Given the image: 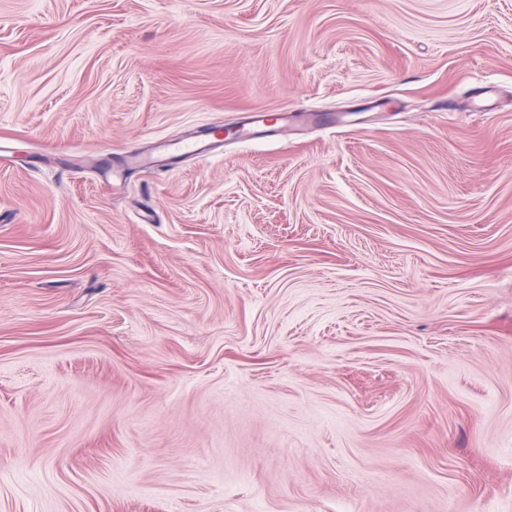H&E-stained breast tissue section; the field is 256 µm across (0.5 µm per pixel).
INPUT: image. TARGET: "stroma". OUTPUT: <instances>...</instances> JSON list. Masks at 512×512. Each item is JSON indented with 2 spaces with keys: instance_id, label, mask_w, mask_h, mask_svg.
Masks as SVG:
<instances>
[{
  "instance_id": "obj_1",
  "label": "stroma",
  "mask_w": 512,
  "mask_h": 512,
  "mask_svg": "<svg viewBox=\"0 0 512 512\" xmlns=\"http://www.w3.org/2000/svg\"><path fill=\"white\" fill-rule=\"evenodd\" d=\"M0 140V512H512V0H0ZM215 146L206 143L203 140L188 138L176 141H162L157 144L156 150L152 154L134 153L125 156L121 166L113 167L112 163L106 158L107 154H102L95 173L99 179L114 187L121 186L126 182L127 171L132 169H162L168 166L167 160L172 158H181L193 156L205 158L214 150Z\"/></svg>"
}]
</instances>
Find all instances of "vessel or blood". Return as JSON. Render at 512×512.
<instances>
[{
    "label": "vessel or blood",
    "mask_w": 512,
    "mask_h": 512,
    "mask_svg": "<svg viewBox=\"0 0 512 512\" xmlns=\"http://www.w3.org/2000/svg\"><path fill=\"white\" fill-rule=\"evenodd\" d=\"M213 151L211 144L193 138L163 141L158 143L151 154L134 153L126 155L122 165L112 166L108 159H101L95 173L99 179L113 186H121L126 181V174L132 169H162L167 160L193 156L204 158Z\"/></svg>",
    "instance_id": "vessel-or-blood-1"
}]
</instances>
